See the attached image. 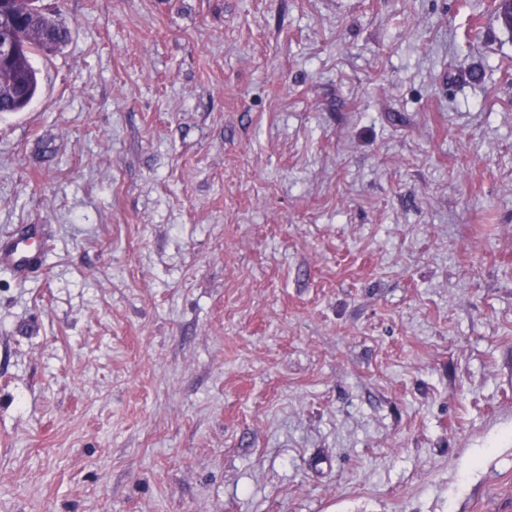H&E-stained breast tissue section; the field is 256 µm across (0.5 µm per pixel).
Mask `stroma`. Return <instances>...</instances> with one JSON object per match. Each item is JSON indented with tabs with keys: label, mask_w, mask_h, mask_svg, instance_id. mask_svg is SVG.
<instances>
[{
	"label": "stroma",
	"mask_w": 512,
	"mask_h": 512,
	"mask_svg": "<svg viewBox=\"0 0 512 512\" xmlns=\"http://www.w3.org/2000/svg\"><path fill=\"white\" fill-rule=\"evenodd\" d=\"M0 114V512H485L512 492L494 0H38ZM36 0H0V39H9L14 48L0 42V112H18L38 90V70L33 58L53 52L65 43L67 31L39 10ZM49 42V43H48ZM47 231V225L28 224L23 233L0 238V267L18 278H26L39 269L43 255L35 243L44 240Z\"/></svg>",
	"instance_id": "stroma-1"
}]
</instances>
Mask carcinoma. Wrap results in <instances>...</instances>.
I'll list each match as a JSON object with an SVG mask.
<instances>
[{"label":"carcinoma","mask_w":512,"mask_h":512,"mask_svg":"<svg viewBox=\"0 0 512 512\" xmlns=\"http://www.w3.org/2000/svg\"><path fill=\"white\" fill-rule=\"evenodd\" d=\"M67 31L36 7V0H0V38L16 45L11 60L0 65V112H18L38 90L33 58L56 50Z\"/></svg>","instance_id":"carcinoma-1"}]
</instances>
